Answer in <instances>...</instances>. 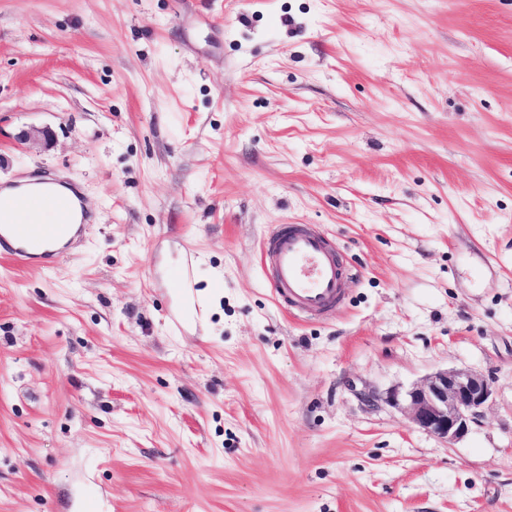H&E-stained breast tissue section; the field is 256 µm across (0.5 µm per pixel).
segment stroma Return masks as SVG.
Segmentation results:
<instances>
[{
  "label": "stroma",
  "mask_w": 512,
  "mask_h": 512,
  "mask_svg": "<svg viewBox=\"0 0 512 512\" xmlns=\"http://www.w3.org/2000/svg\"><path fill=\"white\" fill-rule=\"evenodd\" d=\"M45 176L92 219L0 257V512H512V0H0V187ZM446 368L493 382L451 444L388 401ZM260 259L272 270L273 297L293 314L312 317L340 301L343 272L324 235L303 225L276 228L263 239Z\"/></svg>",
  "instance_id": "1"
}]
</instances>
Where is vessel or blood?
<instances>
[{
    "mask_svg": "<svg viewBox=\"0 0 512 512\" xmlns=\"http://www.w3.org/2000/svg\"><path fill=\"white\" fill-rule=\"evenodd\" d=\"M50 197L51 189L45 188L28 197L0 199L1 257L50 265L80 239L83 227L79 224L14 223L16 210L37 208ZM260 259L272 270L273 297L290 312L312 317L340 301L343 272L324 235L302 225L277 228L263 239Z\"/></svg>",
    "mask_w": 512,
    "mask_h": 512,
    "instance_id": "b4317fda",
    "label": "vessel or blood"
}]
</instances>
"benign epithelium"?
<instances>
[{
  "mask_svg": "<svg viewBox=\"0 0 512 512\" xmlns=\"http://www.w3.org/2000/svg\"><path fill=\"white\" fill-rule=\"evenodd\" d=\"M491 394L489 382L471 370H438L406 393V413L414 426L451 443L468 432Z\"/></svg>",
  "mask_w": 512,
  "mask_h": 512,
  "instance_id": "obj_1",
  "label": "benign epithelium"
}]
</instances>
